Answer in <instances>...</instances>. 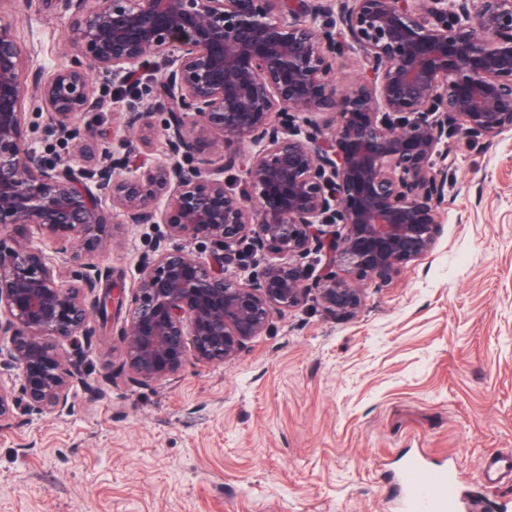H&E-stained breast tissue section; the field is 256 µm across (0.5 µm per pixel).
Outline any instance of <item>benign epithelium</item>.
I'll return each instance as SVG.
<instances>
[{"mask_svg": "<svg viewBox=\"0 0 512 512\" xmlns=\"http://www.w3.org/2000/svg\"><path fill=\"white\" fill-rule=\"evenodd\" d=\"M62 2L71 65L35 72L29 89V55L0 23V366L19 371L24 398L0 384L1 426L22 409L68 405L81 376L58 341L87 342L95 313L125 312L115 376L136 384L175 373L190 352L234 359L312 289L329 313H354L355 281L388 284L433 248L448 136L512 131V0ZM349 46L363 66L340 90ZM157 61L156 93L126 113L123 135L80 126L111 109L109 80L133 93L137 71ZM26 100L85 164L38 153L43 130L26 123ZM156 112L160 157L146 153ZM202 143L250 150L204 166ZM115 217L214 251L202 260L156 245L126 304L81 263L107 248ZM48 241L69 254L70 279ZM312 250L326 262L310 286L298 260ZM256 254L267 260L248 263L245 280L224 273Z\"/></svg>", "mask_w": 512, "mask_h": 512, "instance_id": "benign-epithelium-1", "label": "benign epithelium"}]
</instances>
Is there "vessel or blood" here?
<instances>
[{
    "label": "vessel or blood",
    "instance_id": "obj_1",
    "mask_svg": "<svg viewBox=\"0 0 512 512\" xmlns=\"http://www.w3.org/2000/svg\"><path fill=\"white\" fill-rule=\"evenodd\" d=\"M399 483L406 512H459L462 494L450 470L431 469L414 458L403 468Z\"/></svg>",
    "mask_w": 512,
    "mask_h": 512
}]
</instances>
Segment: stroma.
<instances>
[{
	"mask_svg": "<svg viewBox=\"0 0 512 512\" xmlns=\"http://www.w3.org/2000/svg\"><path fill=\"white\" fill-rule=\"evenodd\" d=\"M32 70L70 64L61 0H10ZM448 194L433 249L362 303L329 314L315 296L274 317L235 359H187L149 384L113 379L117 334L92 318L70 349L83 384L68 406L0 426V512H401L412 454L454 465L466 489L512 512V132L448 140ZM161 226L108 227L86 254L133 292Z\"/></svg>",
	"mask_w": 512,
	"mask_h": 512,
	"instance_id": "35a3bbf8",
	"label": "stroma"
}]
</instances>
